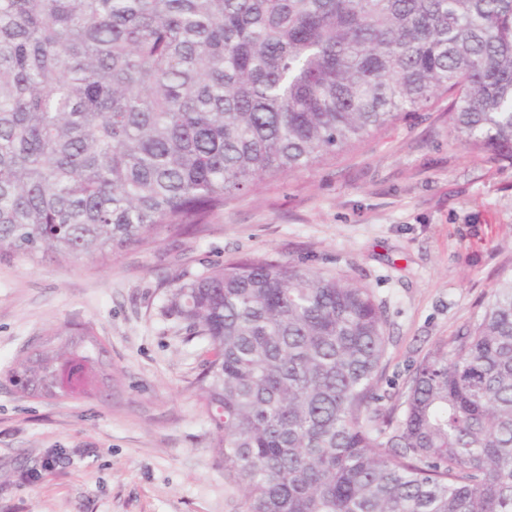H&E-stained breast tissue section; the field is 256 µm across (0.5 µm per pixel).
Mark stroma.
<instances>
[{
  "mask_svg": "<svg viewBox=\"0 0 512 512\" xmlns=\"http://www.w3.org/2000/svg\"><path fill=\"white\" fill-rule=\"evenodd\" d=\"M452 139L441 97L237 194L202 230L114 259L0 256V512H240L196 389L209 345L166 304L178 277L241 258L370 288L387 316L383 405L397 404L423 357L481 315L512 271V165ZM69 322L104 342L109 388L21 394L12 361Z\"/></svg>",
  "mask_w": 512,
  "mask_h": 512,
  "instance_id": "obj_1",
  "label": "stroma"
}]
</instances>
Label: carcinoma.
<instances>
[{"instance_id": "carcinoma-1", "label": "carcinoma", "mask_w": 512, "mask_h": 512, "mask_svg": "<svg viewBox=\"0 0 512 512\" xmlns=\"http://www.w3.org/2000/svg\"><path fill=\"white\" fill-rule=\"evenodd\" d=\"M439 94L512 164V0H0V254L116 256L205 224ZM241 512H512V273L380 408L371 289L261 257L180 281ZM16 358L31 396L107 380L88 324Z\"/></svg>"}]
</instances>
